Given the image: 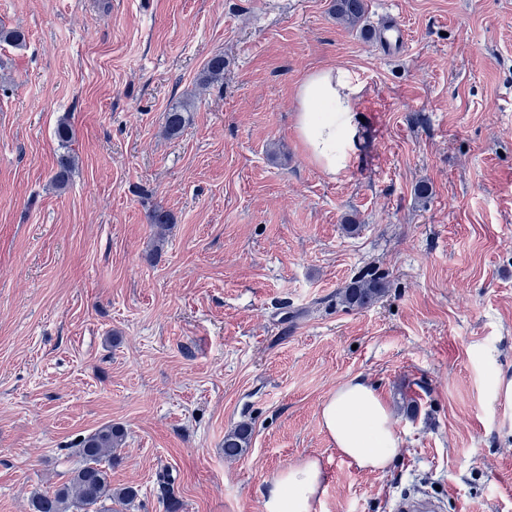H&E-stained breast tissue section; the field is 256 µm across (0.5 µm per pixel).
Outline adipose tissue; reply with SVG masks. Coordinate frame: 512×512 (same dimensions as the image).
Wrapping results in <instances>:
<instances>
[{
    "label": "adipose tissue",
    "mask_w": 512,
    "mask_h": 512,
    "mask_svg": "<svg viewBox=\"0 0 512 512\" xmlns=\"http://www.w3.org/2000/svg\"><path fill=\"white\" fill-rule=\"evenodd\" d=\"M363 91L357 75L340 66L311 72L296 91L300 139L310 160L330 175L345 172L356 157V103ZM321 424L337 453L358 470H384L397 451L390 410L362 379L337 387L321 409ZM325 480L319 458L288 465L268 484L263 512H318Z\"/></svg>",
    "instance_id": "obj_1"
}]
</instances>
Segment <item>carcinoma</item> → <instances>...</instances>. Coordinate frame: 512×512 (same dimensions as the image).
I'll use <instances>...</instances> for the list:
<instances>
[{"mask_svg":"<svg viewBox=\"0 0 512 512\" xmlns=\"http://www.w3.org/2000/svg\"><path fill=\"white\" fill-rule=\"evenodd\" d=\"M336 21L352 30H365L367 22L366 0H333ZM224 56L210 57L203 69L201 83L223 77ZM187 109L182 105L171 107L165 113V132L170 136L179 134L186 125ZM63 148L73 139V129L68 119H61L54 131ZM75 159L68 154L60 157L59 168L53 176L54 185L62 189L67 186ZM149 223L157 229V241H162L164 231L171 223V214L160 207L153 208ZM386 290L385 276L373 270L352 279L342 290V302L351 308L368 307L377 301ZM252 436V425L238 424L224 436V456L235 459L241 456ZM125 432L118 425H105L83 438L79 443L80 465L67 481L52 491L37 492L30 501L31 512H127L134 502L137 491L132 487L112 488L108 469L102 461L112 460V453L124 443Z\"/></svg>","mask_w":512,"mask_h":512,"instance_id":"carcinoma-1","label":"carcinoma"}]
</instances>
